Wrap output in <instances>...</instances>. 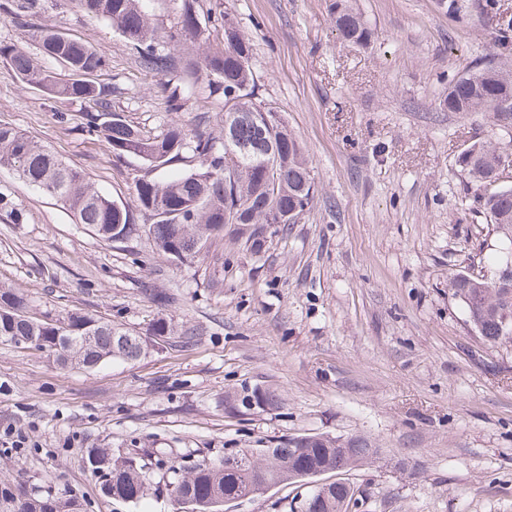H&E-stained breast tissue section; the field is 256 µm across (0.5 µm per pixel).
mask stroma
<instances>
[{
  "instance_id": "35a3bbf8",
  "label": "stroma",
  "mask_w": 512,
  "mask_h": 512,
  "mask_svg": "<svg viewBox=\"0 0 512 512\" xmlns=\"http://www.w3.org/2000/svg\"><path fill=\"white\" fill-rule=\"evenodd\" d=\"M333 3L203 0L250 38L258 94L312 163V208L261 253L230 227L181 263L144 230L109 243L0 169V189L23 213L19 225L0 220V285L24 293L33 313L81 310L138 333L163 315L194 333L189 346L171 340L92 370L0 342V427L24 439L0 449V478L75 496L82 512H179L160 449L188 470L322 434L378 450L344 475L356 490L352 512H512V343L482 340L448 289L500 244L458 158L474 142L511 140L512 126L440 106L450 81L492 52L493 29L477 0H461L460 17L437 0H351L373 32L361 48L340 39ZM40 21L105 58L95 81L143 133L219 130L212 100L166 111L158 76L73 0H47ZM83 112L0 61V121L132 202L140 160L116 157ZM159 293L178 301L161 306ZM254 386L275 389L279 408L225 411L226 393ZM89 448L143 465L146 499L104 496L84 465ZM316 484L279 485L234 510L296 512Z\"/></svg>"
}]
</instances>
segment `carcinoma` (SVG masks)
I'll list each match as a JSON object with an SVG mask.
<instances>
[{"label": "carcinoma", "instance_id": "obj_1", "mask_svg": "<svg viewBox=\"0 0 512 512\" xmlns=\"http://www.w3.org/2000/svg\"><path fill=\"white\" fill-rule=\"evenodd\" d=\"M91 17L109 22L124 37L136 61L160 76L179 70L178 82L164 80L160 90L166 111L180 112L195 95L198 83H206L209 94L224 98V124L218 133L200 128L171 125L153 137L131 125L112 105V89L90 79L105 60L88 43L71 38L52 26H34L41 0H5L0 9L12 17L18 37L35 39L43 54L61 68L56 72L22 53L14 43H0V59L9 63L19 79L40 87L51 99L94 104L84 114L85 127L105 132L106 143L116 155L133 156L144 165V173L133 179L134 206L114 207V199L92 186L78 170L66 164L51 149L9 123L0 122V168L13 172L34 190L60 202L96 235L114 242L112 226L121 225L126 235L137 230L139 217L152 220L148 233L157 249L173 261L198 256L208 242L224 232V224L237 219L252 231L244 245L262 233L266 224L277 223V214L288 212L299 223L311 208L316 185L309 159L297 139L288 133L278 112L258 97L251 67L253 48L249 38L233 23H221L223 35L211 42V31L201 21L198 0H181L179 31L201 47L196 57L178 56L160 40L149 21L143 0H78ZM336 30L353 44L363 45L372 37L371 29L348 0H336ZM497 52L480 59L448 86L442 105L450 112H488L498 122L512 124V113L497 111L496 101L512 95V18L494 24ZM471 154L461 162L463 171L479 188L495 176L503 159L512 156V147L475 142ZM232 163L235 173L224 178V165ZM498 194L477 198L479 207L505 247L489 258L490 269L499 272L512 261V186L497 188ZM0 216L12 224L23 220L21 210L9 195L0 192ZM448 288L476 316L477 334L490 343L512 342L494 311L512 297V281L499 279L481 288H468L457 277ZM131 332L112 321L81 311L62 319L36 317L30 313L27 297L14 288L0 287V339L32 336L55 349L50 357L59 366L91 369L116 357L137 361L155 344L152 337H186L190 330L177 332L172 320L155 319L146 331L149 339L119 347L113 336ZM92 337L83 346L74 340ZM281 403L277 391L266 389L261 396L244 392L241 403ZM306 443L285 442L259 456L232 461H204L171 483V496L184 501L188 512H223L224 496L246 495L254 483L265 478L271 485L288 482L306 469L350 470L378 454L363 438L350 448H326L312 435ZM87 469L100 482L106 496L137 503L149 491L146 472L132 457L116 456L108 448H90ZM353 488L347 482H333L316 490L315 512H341L342 501ZM0 512H82L73 498L46 492L36 493L23 482L0 481Z\"/></svg>", "mask_w": 512, "mask_h": 512}]
</instances>
